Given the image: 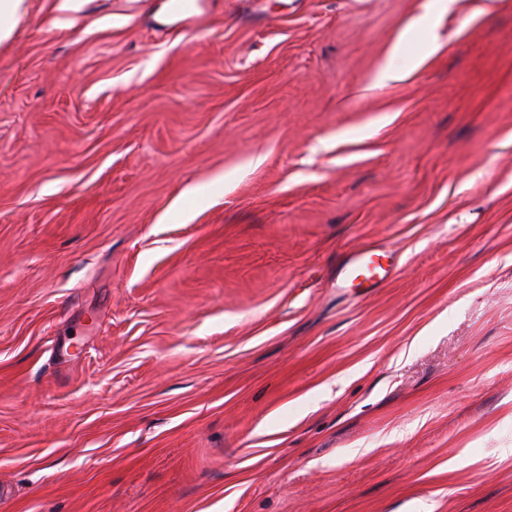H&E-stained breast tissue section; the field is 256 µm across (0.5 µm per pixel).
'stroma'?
I'll list each match as a JSON object with an SVG mask.
<instances>
[{
	"label": "stroma",
	"mask_w": 512,
	"mask_h": 512,
	"mask_svg": "<svg viewBox=\"0 0 512 512\" xmlns=\"http://www.w3.org/2000/svg\"><path fill=\"white\" fill-rule=\"evenodd\" d=\"M57 2L0 40V512H512V0ZM377 249H366L354 254L344 266L346 277L353 283L379 281L386 276L387 270L382 265L383 255Z\"/></svg>",
	"instance_id": "obj_1"
}]
</instances>
